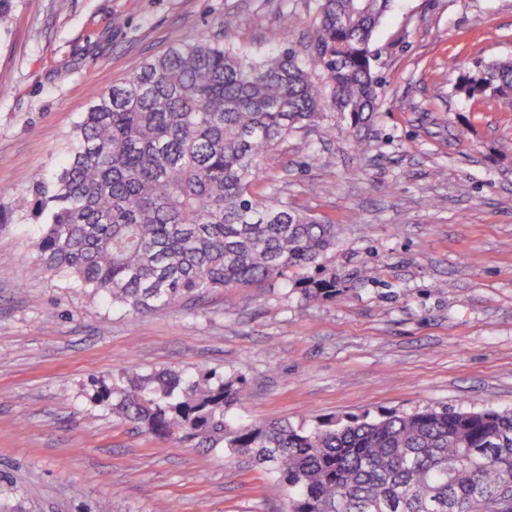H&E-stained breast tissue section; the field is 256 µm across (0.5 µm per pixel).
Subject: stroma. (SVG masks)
I'll return each instance as SVG.
<instances>
[{"instance_id":"1","label":"stroma","mask_w":512,"mask_h":512,"mask_svg":"<svg viewBox=\"0 0 512 512\" xmlns=\"http://www.w3.org/2000/svg\"><path fill=\"white\" fill-rule=\"evenodd\" d=\"M318 0H12L0 31V512H288L248 459L141 432L97 403L125 369L242 378L235 422L307 430L433 406L512 408V105L456 90L512 56V0H394L373 34L367 124L289 136L256 193L336 226L335 298L268 282L179 309L113 308L40 272L20 204L105 90L168 46L210 37L307 48ZM370 144L356 149L357 138Z\"/></svg>"}]
</instances>
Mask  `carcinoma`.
<instances>
[{
  "instance_id": "cac0c4a2",
  "label": "carcinoma",
  "mask_w": 512,
  "mask_h": 512,
  "mask_svg": "<svg viewBox=\"0 0 512 512\" xmlns=\"http://www.w3.org/2000/svg\"><path fill=\"white\" fill-rule=\"evenodd\" d=\"M391 2L320 0L311 59L324 81L283 37L258 55L191 35L94 93L52 181L31 179L41 270L139 313L319 268L336 225L252 187L288 136L319 124L325 97L357 125L373 111L370 42ZM460 91L511 100L512 57L479 65ZM298 284L308 299L336 296L334 276ZM241 383L128 371L99 400L148 433L247 457L288 489L289 512H512V410L233 424Z\"/></svg>"
}]
</instances>
